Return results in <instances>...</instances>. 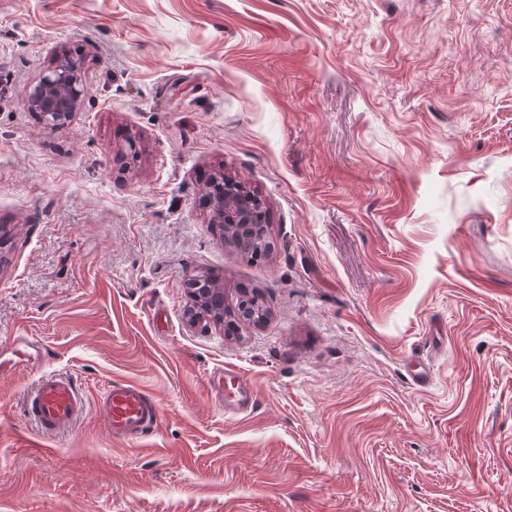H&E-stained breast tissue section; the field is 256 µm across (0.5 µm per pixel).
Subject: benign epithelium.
Here are the masks:
<instances>
[{
  "label": "benign epithelium",
  "instance_id": "benign-epithelium-1",
  "mask_svg": "<svg viewBox=\"0 0 512 512\" xmlns=\"http://www.w3.org/2000/svg\"><path fill=\"white\" fill-rule=\"evenodd\" d=\"M86 95L83 64L70 57H59L32 85L25 100L28 108L41 114L44 124L57 129L72 121L80 111ZM224 190L211 199L212 208L224 215L226 224H252L258 208L265 205L260 194L243 184L223 177ZM201 277L196 276L186 283L192 305L187 312V321L218 323L204 308L205 290L199 289Z\"/></svg>",
  "mask_w": 512,
  "mask_h": 512
}]
</instances>
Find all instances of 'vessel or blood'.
<instances>
[{
    "label": "vessel or blood",
    "mask_w": 512,
    "mask_h": 512,
    "mask_svg": "<svg viewBox=\"0 0 512 512\" xmlns=\"http://www.w3.org/2000/svg\"><path fill=\"white\" fill-rule=\"evenodd\" d=\"M83 406L82 395L72 379L43 375L28 395L24 410L42 433L54 435L69 431ZM98 408L113 439L130 447L152 432L161 417V407L152 395L131 383L110 386L100 396Z\"/></svg>",
    "instance_id": "vessel-or-blood-1"
}]
</instances>
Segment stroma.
Wrapping results in <instances>:
<instances>
[{
    "mask_svg": "<svg viewBox=\"0 0 512 512\" xmlns=\"http://www.w3.org/2000/svg\"><path fill=\"white\" fill-rule=\"evenodd\" d=\"M59 55L87 94L52 130ZM220 171L265 258L213 224ZM199 273L266 322L189 325ZM59 373L85 407L48 437L24 396ZM114 383L161 406L140 447ZM0 512H512V0H0ZM85 95L83 64L61 56L35 81L25 103L40 112L48 128L58 129L80 111ZM215 179H224V191L211 199L213 213L219 210L224 215V221L213 216L217 224H254L258 207L265 205L260 194L247 188L241 183L224 176ZM98 408L105 417L112 438L136 447L157 426L161 417L158 402L143 387L113 384L99 397Z\"/></svg>",
    "mask_w": 512,
    "mask_h": 512,
    "instance_id": "1",
    "label": "stroma"
}]
</instances>
